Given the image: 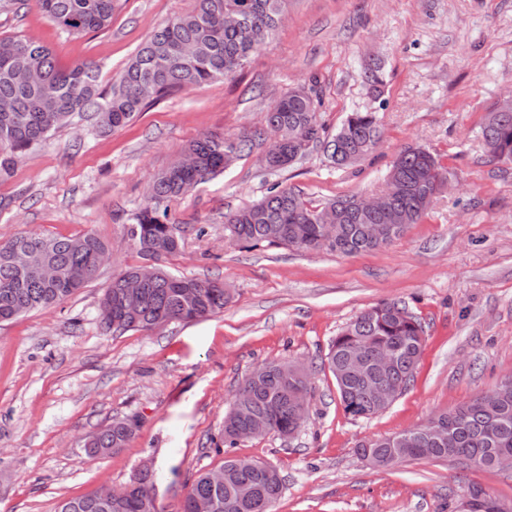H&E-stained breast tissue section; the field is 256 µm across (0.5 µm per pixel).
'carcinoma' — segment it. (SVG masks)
<instances>
[{"label":"carcinoma","instance_id":"cac0c4a2","mask_svg":"<svg viewBox=\"0 0 512 512\" xmlns=\"http://www.w3.org/2000/svg\"><path fill=\"white\" fill-rule=\"evenodd\" d=\"M52 23L69 32L106 29L112 21L114 0H35ZM290 0H197L196 8L179 15L147 38L108 92L101 90L96 68L88 62L69 69L57 67L49 49L21 35L0 38L3 45L19 47L0 55V179L11 175L16 164L45 142L71 118L89 110L97 113L100 126L114 130L128 124L143 108L176 91L193 88L236 73L249 56L272 38ZM315 90L288 92L266 114L267 126L285 131V138L300 135L299 157L321 146L333 163L349 166L366 158L380 136L374 112H350L336 133L325 135L318 119ZM493 119L481 127L488 157L512 161V111H490ZM262 132H242L234 138L203 136L185 152L198 160L195 169L174 161L156 173L150 197L135 215L128 234L143 260L155 262L178 253L184 239L171 223L169 203L196 185L224 171V153L236 156L249 150ZM387 176L400 191L391 210L366 211L354 196L338 197L323 206L310 204L291 188L272 187L259 201L225 216L229 236L250 247L264 243L314 251L323 248L351 256L377 250L399 238L418 223L436 198L447 170L427 149L402 150L392 161ZM336 209L333 242L322 240L318 216ZM372 224H385L388 233L374 241L367 235ZM48 260L61 273L55 281L20 268L11 258L14 246ZM108 245L88 232L76 237L22 234L0 243V323L34 310L50 309L94 280L98 255ZM133 267L112 279L103 299L112 303V314H100L107 330H146L165 322L190 321L224 310L231 294L218 278H185L167 272L145 282L132 299L123 296L121 282L137 274ZM421 323L397 301H383L355 317L331 342L327 365L332 372L344 411L368 418L391 405L388 391L405 388L413 379L423 347ZM390 364L361 375L349 371L350 362L361 357L377 364L381 355ZM311 373L305 379L287 377L276 364L254 370L238 387L224 416V429L215 451L235 448L238 439L256 421L269 432L288 436L305 422L300 403L308 401ZM435 430L417 429L371 439L358 453L375 467L387 469L400 457L459 459L473 467L492 468L498 458L512 455V386H499L468 405L433 418ZM138 422L115 420L92 433L84 448L93 459H103L127 447ZM224 482L214 484L209 471L200 470L187 482L181 512H194L204 503L209 512H271L282 491L278 469L267 462L226 457L219 466ZM155 473L137 471L109 498L98 494L62 501L57 512H158L154 503ZM468 512H504L485 493L471 502Z\"/></svg>","mask_w":512,"mask_h":512}]
</instances>
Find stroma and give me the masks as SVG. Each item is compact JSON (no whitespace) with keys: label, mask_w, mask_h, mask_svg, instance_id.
<instances>
[{"label":"stroma","mask_w":512,"mask_h":512,"mask_svg":"<svg viewBox=\"0 0 512 512\" xmlns=\"http://www.w3.org/2000/svg\"><path fill=\"white\" fill-rule=\"evenodd\" d=\"M197 0H115L101 31L72 34L35 4L0 12V37L47 46L59 67L93 63L110 90L155 28ZM378 65L370 90L364 76ZM315 86L334 134L348 113L376 112L377 149L339 168L313 148L273 173L259 142L232 166L171 202L182 250L161 262L189 278L224 280L222 312L148 331L105 330L100 299L142 259L127 227L152 175L203 135L265 128L289 90ZM512 93V0H292L278 33L232 77L166 96L125 127L103 131L86 112L56 130L0 180V242L21 233L91 232L109 246L98 276L60 305L0 324V512H55L59 502L125 484L152 461L159 512H180L186 484L221 465L219 440L241 382L264 363L313 367L307 421L234 455L276 466L272 512H458L469 487L512 512V469L463 468L450 459L375 469L359 443L397 435L492 392L512 377V161H489L480 129ZM433 153L448 184L417 224L378 250L344 256L284 245L245 248L224 216L273 184L312 204L379 194L395 156ZM383 301L405 303L424 327L410 385L383 412L345 413L327 354L337 333ZM136 418L126 448L91 460L82 440Z\"/></svg>","instance_id":"stroma-1"}]
</instances>
